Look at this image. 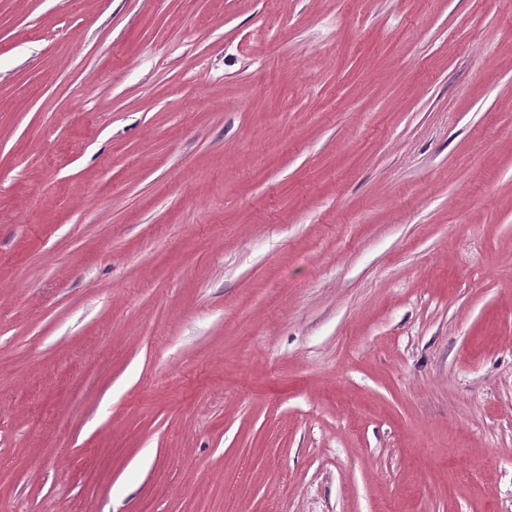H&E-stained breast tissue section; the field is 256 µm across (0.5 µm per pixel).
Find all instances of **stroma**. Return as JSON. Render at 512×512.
<instances>
[{
	"mask_svg": "<svg viewBox=\"0 0 512 512\" xmlns=\"http://www.w3.org/2000/svg\"><path fill=\"white\" fill-rule=\"evenodd\" d=\"M0 512H512V0H0Z\"/></svg>",
	"mask_w": 512,
	"mask_h": 512,
	"instance_id": "obj_1",
	"label": "stroma"
}]
</instances>
